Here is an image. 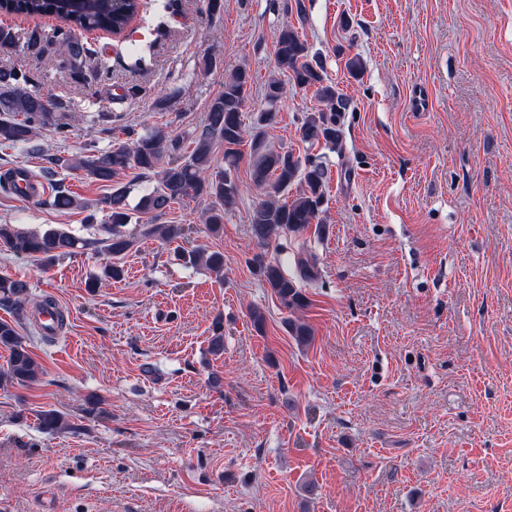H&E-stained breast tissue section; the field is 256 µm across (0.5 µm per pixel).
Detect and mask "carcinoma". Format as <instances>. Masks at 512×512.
<instances>
[{"instance_id":"cac0c4a2","label":"carcinoma","mask_w":512,"mask_h":512,"mask_svg":"<svg viewBox=\"0 0 512 512\" xmlns=\"http://www.w3.org/2000/svg\"><path fill=\"white\" fill-rule=\"evenodd\" d=\"M138 0H5L0 9L25 17L54 16L68 25L85 31L121 32L135 15ZM16 47L28 54L40 55L48 40L36 28L18 36L0 28V48ZM88 48L77 37H66L58 43L56 52L64 63L76 66ZM276 54L281 69L288 72V80L299 88L313 87L322 106L304 113L299 133L309 146H324L330 150L341 147V119L349 110V100L336 86L328 82L320 55L312 51L301 38L299 28L286 23L279 31ZM252 86L249 71L241 68L224 80V91L211 101L204 125L193 135L194 147L187 155L182 153L181 141L157 129L129 137V141L107 150H89L78 155H48L43 172L54 177L61 171L80 170L88 178L112 183L129 169L138 171L151 182L137 204V210L149 216L148 223L140 225L143 237H159L167 243L185 240L187 231L182 224H160L172 205L187 198L210 200L205 212V224L217 233L224 224L225 210L235 204L239 193L237 170L243 156H248L250 177L262 189L264 199L252 210L249 220L253 238L261 246H268L287 234L300 236L310 226L321 234L325 223L320 218L326 201L329 181L323 163L295 155L291 150H273L266 142V128L277 118V108L285 94L281 79L270 78L264 86L266 109L256 112L251 127L243 122V107ZM60 103L43 94L25 75L14 69L0 68V144L22 147L38 154L35 145L39 129L52 125L59 134L69 132V124L55 119ZM224 146V166L213 164V147ZM249 146L244 153L243 146ZM296 195L290 200L281 196L293 185ZM53 204L59 210L81 208L67 190L61 189ZM99 209L105 213L103 237L92 242L83 240L61 228L43 231H25L13 224H0V251L16 256L32 257L47 264L59 257L76 253L93 245L106 259L102 274L118 279L123 273L117 260L135 245L136 237L126 231L132 212L126 188L116 186L99 200ZM185 262L203 265L216 275L224 272V255L213 251L193 250L181 253ZM253 271L263 280L287 309L306 306L300 283L317 278L314 261L300 253L295 261L293 275L284 273L277 262L265 261L260 254L251 260ZM29 301V284L21 279L0 277V308L10 312L13 320L0 319V347L9 351L7 369L0 371V386L21 385L38 379L40 368L32 357L25 337L17 327L26 317L25 304ZM210 350L218 355L224 350V326L213 323ZM64 417L56 410L40 414V428L48 433L60 429Z\"/></svg>"}]
</instances>
